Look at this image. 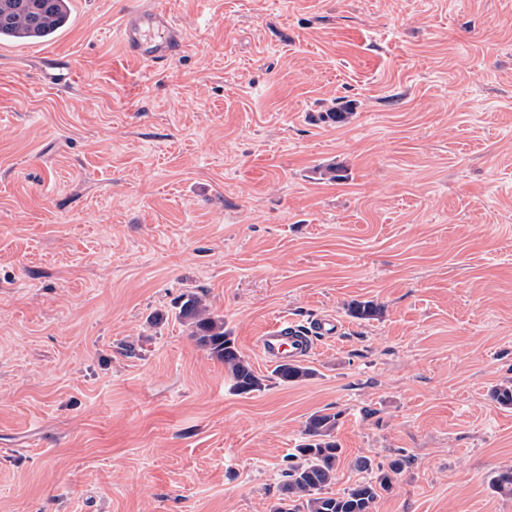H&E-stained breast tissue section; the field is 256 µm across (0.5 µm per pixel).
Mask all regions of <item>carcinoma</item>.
<instances>
[{
  "label": "carcinoma",
  "mask_w": 512,
  "mask_h": 512,
  "mask_svg": "<svg viewBox=\"0 0 512 512\" xmlns=\"http://www.w3.org/2000/svg\"><path fill=\"white\" fill-rule=\"evenodd\" d=\"M70 19L71 0H0V42H46L63 31ZM347 311L356 319L371 320L380 308L371 301H358L350 303ZM179 317L196 344L224 363L235 392L249 394L264 388V380L236 348L224 317L214 314L202 295L183 294ZM275 376L283 384H295L313 377L314 371L296 362L284 363L275 369ZM338 417L337 413L316 412L307 418L304 443L290 455L292 463L286 472L284 496L269 512H373L378 489L385 488L389 481L386 473L341 494L326 492L335 480L343 451L334 436ZM492 489L512 496V467L498 473Z\"/></svg>",
  "instance_id": "obj_1"
}]
</instances>
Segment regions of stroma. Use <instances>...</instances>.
Wrapping results in <instances>:
<instances>
[{"instance_id":"stroma-1","label":"stroma","mask_w":512,"mask_h":512,"mask_svg":"<svg viewBox=\"0 0 512 512\" xmlns=\"http://www.w3.org/2000/svg\"><path fill=\"white\" fill-rule=\"evenodd\" d=\"M71 6L0 43V512H269L318 411L329 493L400 458L373 512H512V0ZM153 7L186 41L158 68L119 39ZM190 291L264 389L190 338ZM319 318L279 383L258 336Z\"/></svg>"}]
</instances>
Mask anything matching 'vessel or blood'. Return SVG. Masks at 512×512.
Here are the masks:
<instances>
[{"label":"vessel or blood","instance_id":"b4317fda","mask_svg":"<svg viewBox=\"0 0 512 512\" xmlns=\"http://www.w3.org/2000/svg\"><path fill=\"white\" fill-rule=\"evenodd\" d=\"M121 36L133 60L152 66L169 62L183 47L179 30L169 14L160 8L128 15L121 28ZM338 332V323L329 319L317 320L307 331L284 320L260 336L258 347L264 359L279 365L306 358L313 349L315 337H331Z\"/></svg>","mask_w":512,"mask_h":512}]
</instances>
